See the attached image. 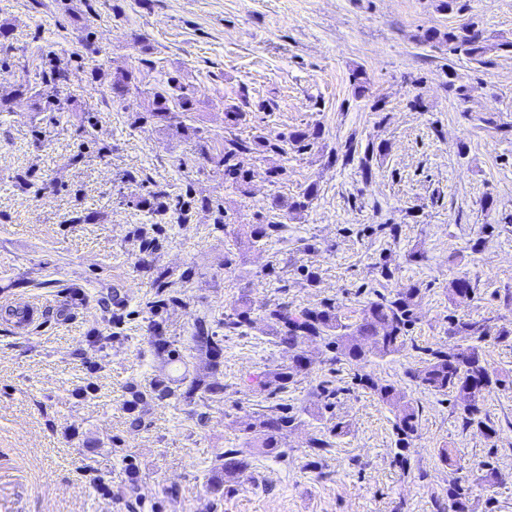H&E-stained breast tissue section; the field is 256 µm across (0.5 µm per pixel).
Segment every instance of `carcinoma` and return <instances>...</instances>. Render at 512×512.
I'll use <instances>...</instances> for the list:
<instances>
[{
	"mask_svg": "<svg viewBox=\"0 0 512 512\" xmlns=\"http://www.w3.org/2000/svg\"><path fill=\"white\" fill-rule=\"evenodd\" d=\"M426 40L447 48L448 54L465 57L468 61L480 66L487 64L485 54L489 47L485 45L482 30L478 24L471 21L459 27H450L446 31L437 28L428 30ZM70 61H64L47 53L45 66L40 72L41 83L55 88L65 85L68 80V66ZM135 74L132 71H120L112 80V93L121 98L129 93L134 85ZM152 101L147 110L148 117L184 125L192 111V98L176 78L172 77L167 84L156 87L151 92ZM284 150L282 140L279 138L260 137L253 141H246L236 136L224 138L222 150L210 157V161L217 168L223 169L224 176L231 183L240 187L247 183L248 171L241 166L240 156L255 152H281ZM153 205L160 212L174 209L179 212L182 220H188L191 202L179 201L176 204L168 202L167 193L162 190L152 192ZM281 224L269 221L257 224L252 229L253 238L260 241L271 238L279 233ZM158 299L146 303L147 312L153 316L158 314L162 305L167 301H174L176 297L165 293L167 283L164 275L158 274L154 278ZM452 300L466 302L474 299L476 288L467 277H458L452 281L449 288ZM419 289L415 287L404 288L394 294H382L377 299L367 303L363 308L359 322L345 324L339 316V304L333 299H326L319 305L301 310H290L288 306L277 304L265 310V316L275 337L280 343L288 346L292 351L289 364L267 371L256 377L260 388L273 393L288 388V383L306 369L309 358L303 345L316 339L322 345L329 360L353 363L361 360L364 355V346L369 344L375 354L380 357L400 353L406 346L409 333L416 323V298ZM251 323L249 309L242 306L224 315L221 325L229 332H235ZM491 327L485 320H471L465 318L448 317V334L461 336L471 340L463 345H441L436 348L420 349L421 357L418 367L411 373L415 384L435 394H457L468 402L465 410L464 422L467 426L486 428V416L483 415L482 399L485 392L502 384V379L492 377L482 350L477 343L490 335ZM194 349L205 355L212 369L220 367L224 352V337L201 321L197 324L192 336ZM360 385L375 392L379 400L391 407L395 416V430L400 446V456H405L410 441L418 432L419 408L406 399L405 394L392 384H383L374 381L364 374L357 377ZM133 400L138 405L158 396L166 397L175 394L171 387L156 383L150 389L141 390L137 386L130 388ZM218 388L202 378L189 381L184 394L188 398L196 394L212 395ZM296 418L289 414L288 406H281L270 414H263L249 427L254 433V440L258 447L267 453H275L279 449V440L295 425ZM247 464L237 459L235 451H224V462L217 467L216 474L211 477L213 489L218 491L222 487L234 482L246 469ZM448 500L451 501L453 512H474L469 505L465 494L460 492L457 481L453 480L448 486Z\"/></svg>",
	"mask_w": 512,
	"mask_h": 512,
	"instance_id": "obj_1",
	"label": "carcinoma"
}]
</instances>
